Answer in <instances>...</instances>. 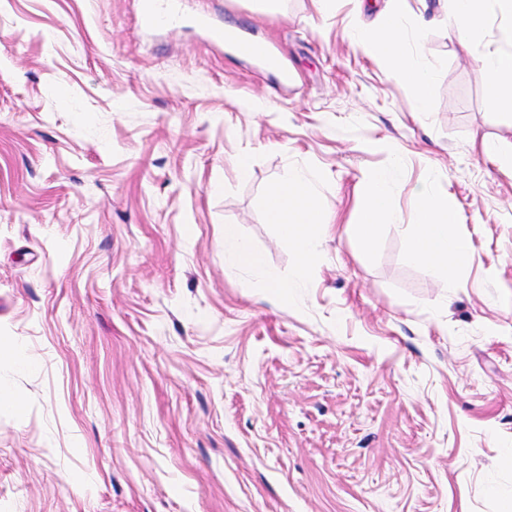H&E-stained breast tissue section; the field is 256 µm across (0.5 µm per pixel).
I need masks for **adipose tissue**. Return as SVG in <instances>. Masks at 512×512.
Returning a JSON list of instances; mask_svg holds the SVG:
<instances>
[{
    "label": "adipose tissue",
    "instance_id": "ef3b65f1",
    "mask_svg": "<svg viewBox=\"0 0 512 512\" xmlns=\"http://www.w3.org/2000/svg\"><path fill=\"white\" fill-rule=\"evenodd\" d=\"M448 24L459 39H466L487 22L488 12L501 20L496 51L481 58L485 76V94L489 104L512 111V0H449ZM405 0H390L388 11L370 34L359 43L368 53L385 58L392 76L407 80L413 90L414 110H427L434 69L426 57L408 46L409 32L416 23L404 8ZM396 190L388 173L371 178L368 199L361 211L357 229L362 246H369L379 227L396 225L401 212L393 203ZM315 183L300 170H289L286 178L272 186L266 195L269 220L277 224L281 238L292 243L299 257L298 277H307L315 260L311 238L314 229L324 227L327 218L317 201ZM416 222L408 232L406 258L441 272L448 287H455V274L470 259L466 240L455 231V199L423 184L412 197Z\"/></svg>",
    "mask_w": 512,
    "mask_h": 512
}]
</instances>
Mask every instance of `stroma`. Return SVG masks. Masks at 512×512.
Here are the masks:
<instances>
[{"label":"stroma","mask_w":512,"mask_h":512,"mask_svg":"<svg viewBox=\"0 0 512 512\" xmlns=\"http://www.w3.org/2000/svg\"><path fill=\"white\" fill-rule=\"evenodd\" d=\"M388 0H0V512H512V113L484 95L496 24L414 44L427 112L352 39ZM270 44L291 75L196 24ZM247 160V176L237 163ZM318 260L268 221L290 168ZM393 172L403 226L357 215ZM470 242L458 285L406 261L423 183ZM262 269L224 256V227ZM293 286L269 288L263 272ZM316 198L315 183L303 171L294 169L288 170V176L266 195L269 220L277 224L281 238L293 244L299 257L297 278L307 277L315 260L311 232L327 224Z\"/></svg>","instance_id":"1"}]
</instances>
